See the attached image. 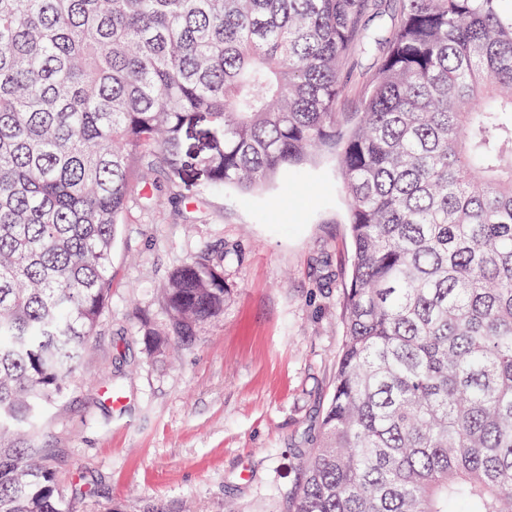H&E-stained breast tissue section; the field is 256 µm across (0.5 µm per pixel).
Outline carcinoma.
<instances>
[{"mask_svg": "<svg viewBox=\"0 0 512 512\" xmlns=\"http://www.w3.org/2000/svg\"><path fill=\"white\" fill-rule=\"evenodd\" d=\"M504 2L0 0V512L68 508L31 431L98 328L130 199L158 205L149 176L194 163L250 193L321 153L350 274L321 437L283 512H512ZM226 293L205 256L174 270L151 351L220 317ZM380 55L379 51H376L374 55L364 57L362 59H359L358 66L355 71L354 80L352 82L351 87L349 88L348 94L345 98V100L342 102L341 105V111L342 112H354V108L358 99V96L362 89V81H363V75H365L366 72H369L372 67L374 66V63L376 62L377 57Z\"/></svg>", "mask_w": 512, "mask_h": 512, "instance_id": "obj_1", "label": "carcinoma"}]
</instances>
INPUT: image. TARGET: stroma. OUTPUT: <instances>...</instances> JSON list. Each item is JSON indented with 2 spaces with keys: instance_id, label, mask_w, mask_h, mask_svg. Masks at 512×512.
I'll list each match as a JSON object with an SVG mask.
<instances>
[{
  "instance_id": "35a3bbf8",
  "label": "stroma",
  "mask_w": 512,
  "mask_h": 512,
  "mask_svg": "<svg viewBox=\"0 0 512 512\" xmlns=\"http://www.w3.org/2000/svg\"><path fill=\"white\" fill-rule=\"evenodd\" d=\"M160 206L130 202L112 253V293L67 393L37 413L38 441L73 512L196 503L280 512L320 438L343 333L351 244L332 159L242 198L155 175ZM218 267L224 313L175 357L152 353L169 328L162 290L200 255Z\"/></svg>"
}]
</instances>
